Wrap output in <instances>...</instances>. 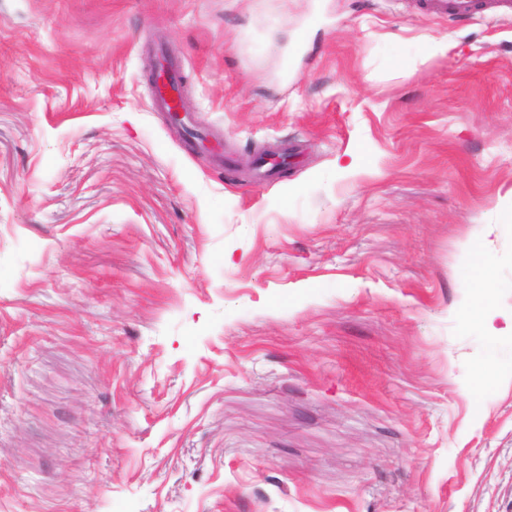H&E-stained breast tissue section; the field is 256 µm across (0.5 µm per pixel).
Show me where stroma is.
<instances>
[{"mask_svg": "<svg viewBox=\"0 0 512 512\" xmlns=\"http://www.w3.org/2000/svg\"><path fill=\"white\" fill-rule=\"evenodd\" d=\"M467 300L512 310V18L0 0V512H512Z\"/></svg>", "mask_w": 512, "mask_h": 512, "instance_id": "stroma-1", "label": "stroma"}]
</instances>
